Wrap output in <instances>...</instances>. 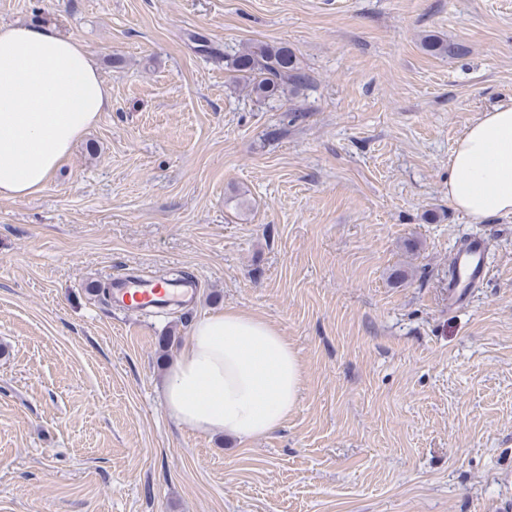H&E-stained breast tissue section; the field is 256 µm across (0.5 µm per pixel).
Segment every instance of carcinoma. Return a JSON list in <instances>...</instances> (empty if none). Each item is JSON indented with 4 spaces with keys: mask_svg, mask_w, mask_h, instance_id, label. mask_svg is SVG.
<instances>
[{
    "mask_svg": "<svg viewBox=\"0 0 512 512\" xmlns=\"http://www.w3.org/2000/svg\"><path fill=\"white\" fill-rule=\"evenodd\" d=\"M423 47L439 56H455L459 53L454 44L432 36L424 39ZM224 67L247 78L250 92L258 100H274L286 94L296 96L308 83L307 76L298 67L294 51L286 46L252 43L224 57Z\"/></svg>",
    "mask_w": 512,
    "mask_h": 512,
    "instance_id": "carcinoma-1",
    "label": "carcinoma"
}]
</instances>
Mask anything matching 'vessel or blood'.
<instances>
[{"label": "vessel or blood", "mask_w": 512, "mask_h": 512, "mask_svg": "<svg viewBox=\"0 0 512 512\" xmlns=\"http://www.w3.org/2000/svg\"><path fill=\"white\" fill-rule=\"evenodd\" d=\"M451 263L456 269L457 279L448 300L456 305L462 303L486 277L483 241H471L453 256ZM111 292L113 302L129 312L148 305L161 310L179 308L191 304L197 295L196 284L190 279L165 288L150 281L136 282L125 276L113 277Z\"/></svg>", "instance_id": "obj_1"}]
</instances>
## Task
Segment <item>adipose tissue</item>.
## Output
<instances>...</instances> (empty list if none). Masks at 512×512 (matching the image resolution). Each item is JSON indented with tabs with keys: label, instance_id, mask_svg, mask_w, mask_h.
I'll list each match as a JSON object with an SVG mask.
<instances>
[{
	"label": "adipose tissue",
	"instance_id": "1",
	"mask_svg": "<svg viewBox=\"0 0 512 512\" xmlns=\"http://www.w3.org/2000/svg\"><path fill=\"white\" fill-rule=\"evenodd\" d=\"M110 106L83 43L40 24H0V198L39 193ZM448 200L476 223L512 213V104L484 113L456 142ZM301 384L299 359L279 330L227 309L194 324L164 397L181 426L247 442L287 420Z\"/></svg>",
	"mask_w": 512,
	"mask_h": 512
}]
</instances>
